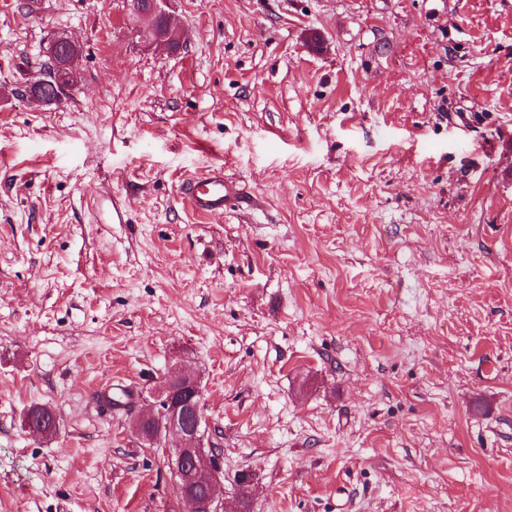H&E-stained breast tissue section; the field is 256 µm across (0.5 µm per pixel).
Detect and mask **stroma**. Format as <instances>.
Wrapping results in <instances>:
<instances>
[{
  "label": "stroma",
  "mask_w": 512,
  "mask_h": 512,
  "mask_svg": "<svg viewBox=\"0 0 512 512\" xmlns=\"http://www.w3.org/2000/svg\"><path fill=\"white\" fill-rule=\"evenodd\" d=\"M0 0V512H184L200 381L252 512H512V0ZM61 105L21 93L58 35ZM253 209L194 211L215 166ZM35 404L60 422L29 434ZM171 0H149L138 2L134 1H126L128 3V8L136 15H132V18L136 21H139L137 16L141 19H152L160 22L162 29L154 30L150 28H144L147 33V43L150 46H162L167 49L177 50L179 48V43H174L175 41H180L181 34L178 29H175L173 23L171 22L170 13L168 11V5ZM152 31V36L149 35V32ZM173 44V47H172ZM176 390L166 378L153 401L145 400L141 411L134 418L135 430L142 437V432L149 424L158 423V431L147 434L150 443L163 441L174 442V452L167 458L173 485L177 492L189 486L199 485L201 465L205 468L209 492L201 499L185 496L192 512H226L224 504V469L219 459L206 450L204 443L206 430L203 411L199 403L190 409H183L175 401Z\"/></svg>",
  "instance_id": "1"
}]
</instances>
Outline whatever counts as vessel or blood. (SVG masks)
Wrapping results in <instances>:
<instances>
[{"label": "vessel or blood", "instance_id": "b4317fda", "mask_svg": "<svg viewBox=\"0 0 512 512\" xmlns=\"http://www.w3.org/2000/svg\"><path fill=\"white\" fill-rule=\"evenodd\" d=\"M182 195L197 212L221 214L231 208L254 206L255 200L236 179L223 172H211L189 179L181 186Z\"/></svg>", "mask_w": 512, "mask_h": 512}]
</instances>
